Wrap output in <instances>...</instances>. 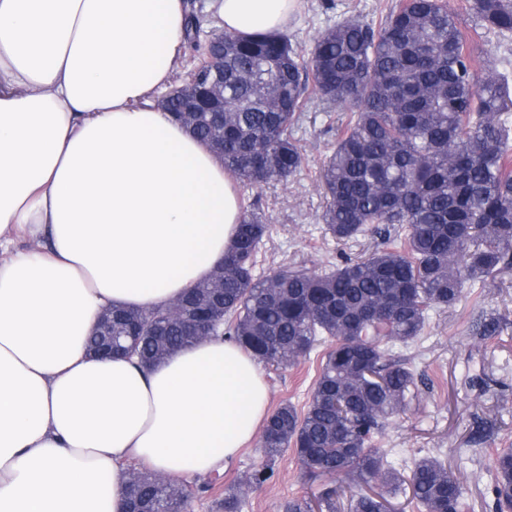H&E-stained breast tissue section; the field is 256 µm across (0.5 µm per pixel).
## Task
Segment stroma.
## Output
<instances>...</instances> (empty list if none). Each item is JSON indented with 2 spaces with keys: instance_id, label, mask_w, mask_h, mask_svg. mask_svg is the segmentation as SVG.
<instances>
[{
  "instance_id": "35a3bbf8",
  "label": "stroma",
  "mask_w": 512,
  "mask_h": 512,
  "mask_svg": "<svg viewBox=\"0 0 512 512\" xmlns=\"http://www.w3.org/2000/svg\"><path fill=\"white\" fill-rule=\"evenodd\" d=\"M391 4L392 0H304L288 33L308 48L326 26L351 17L380 20ZM447 4L463 30L474 34L481 66L512 60V41L484 29L475 30L466 0H447ZM346 117L345 111L335 108L327 112L319 101L309 102L296 128L304 148L301 172L259 189L240 188L242 204L258 202L269 224L257 275L294 263L319 272L341 258L360 257L375 249L377 241L372 236L339 245L323 230L319 171L334 147L336 129ZM484 313L506 318L507 328L497 336H475L474 322ZM332 346V340L325 339L297 365L263 366L271 407L286 402L304 407L320 359ZM400 355L418 374V396L376 438V447L398 462L405 476L417 460L439 458L461 485V512H497L495 458L500 449L512 448V268L487 287L464 288L460 301L432 313L422 340L401 349ZM265 462L262 445L255 440L223 469L186 479L192 492V512H218L225 488L261 469ZM328 488L336 492V512H350L358 487L337 477L310 479L288 448L275 461L269 480L246 489L240 512H284L288 500L301 496L313 500Z\"/></svg>"
}]
</instances>
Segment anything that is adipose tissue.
I'll list each match as a JSON object with an SVG mask.
<instances>
[{
    "mask_svg": "<svg viewBox=\"0 0 512 512\" xmlns=\"http://www.w3.org/2000/svg\"><path fill=\"white\" fill-rule=\"evenodd\" d=\"M300 2L214 9L251 38ZM184 23L183 0H0V512H122L129 461L203 476L266 417L257 360L223 337L149 369L86 352L104 307L170 304L234 238L222 162L156 103Z\"/></svg>",
    "mask_w": 512,
    "mask_h": 512,
    "instance_id": "obj_1",
    "label": "adipose tissue"
}]
</instances>
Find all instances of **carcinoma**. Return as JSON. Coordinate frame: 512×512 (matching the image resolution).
Instances as JSON below:
<instances>
[{
	"instance_id": "cac0c4a2",
	"label": "carcinoma",
	"mask_w": 512,
	"mask_h": 512,
	"mask_svg": "<svg viewBox=\"0 0 512 512\" xmlns=\"http://www.w3.org/2000/svg\"><path fill=\"white\" fill-rule=\"evenodd\" d=\"M479 27L512 35V0H467ZM196 8L185 41L200 53ZM509 61L481 76L476 48L443 0H397L385 18L327 26L308 50L288 33L244 40L224 34V88L195 80L196 111L178 94L162 95L196 138L224 143L221 161L237 184L258 188L302 167L298 114L315 97L350 107L320 172L322 222L336 243L370 233L378 247L322 273L285 267L255 278L269 225L259 206L242 212L224 254V296L191 288L186 300L223 321V336L259 361L295 365L320 338L335 341L321 358L302 411L274 410L262 430L268 460L293 448L311 478L396 493L403 479L373 444L418 394V378L392 349L424 335L429 312L453 307L464 284L486 286L512 268V80ZM163 309H112V335L131 355L156 365L191 345L183 324ZM410 483L424 512H460V483L436 458L419 459ZM499 512L512 509V449L498 453ZM242 489L224 491L220 509L238 512ZM192 492L144 473V509L191 512ZM352 512H384L361 494Z\"/></svg>"
}]
</instances>
